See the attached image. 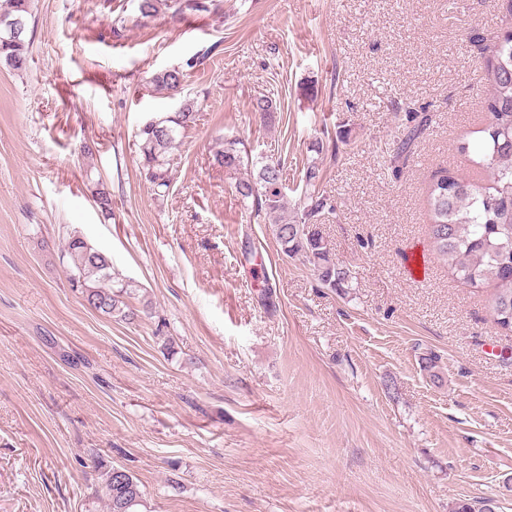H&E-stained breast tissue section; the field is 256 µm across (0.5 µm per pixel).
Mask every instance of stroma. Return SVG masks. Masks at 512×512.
I'll list each match as a JSON object with an SVG mask.
<instances>
[{
	"instance_id": "1",
	"label": "stroma",
	"mask_w": 512,
	"mask_h": 512,
	"mask_svg": "<svg viewBox=\"0 0 512 512\" xmlns=\"http://www.w3.org/2000/svg\"><path fill=\"white\" fill-rule=\"evenodd\" d=\"M217 4L140 23L137 0H34L26 68L0 64V512H108L114 466L143 484L140 512H512V335L492 285L438 259L425 208L436 171H466L459 141L479 143L488 80L469 36L512 24L501 0ZM215 43L181 94L154 90ZM264 94L270 122L252 110ZM187 97L200 111L161 198L135 132ZM404 102L431 123L397 174ZM220 137L281 161L291 206L319 164L336 207L320 230L351 288L283 255L214 164ZM73 231L151 315L85 304L62 262Z\"/></svg>"
}]
</instances>
